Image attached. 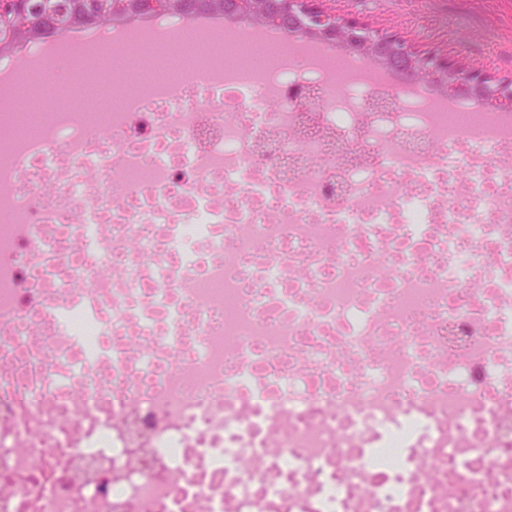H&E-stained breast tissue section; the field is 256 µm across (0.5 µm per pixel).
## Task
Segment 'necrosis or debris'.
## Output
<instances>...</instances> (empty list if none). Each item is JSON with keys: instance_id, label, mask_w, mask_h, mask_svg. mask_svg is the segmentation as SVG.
Returning a JSON list of instances; mask_svg holds the SVG:
<instances>
[{"instance_id": "necrosis-or-debris-1", "label": "necrosis or debris", "mask_w": 512, "mask_h": 512, "mask_svg": "<svg viewBox=\"0 0 512 512\" xmlns=\"http://www.w3.org/2000/svg\"><path fill=\"white\" fill-rule=\"evenodd\" d=\"M110 92L0 103V512H512V109L294 57Z\"/></svg>"}]
</instances>
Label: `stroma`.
Returning <instances> with one entry per match:
<instances>
[{
  "label": "stroma",
  "instance_id": "1",
  "mask_svg": "<svg viewBox=\"0 0 512 512\" xmlns=\"http://www.w3.org/2000/svg\"><path fill=\"white\" fill-rule=\"evenodd\" d=\"M319 7L394 34L422 53L496 80L512 79V0H317Z\"/></svg>",
  "mask_w": 512,
  "mask_h": 512
}]
</instances>
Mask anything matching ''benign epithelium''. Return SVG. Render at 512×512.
I'll return each instance as SVG.
<instances>
[{
  "instance_id": "obj_1",
  "label": "benign epithelium",
  "mask_w": 512,
  "mask_h": 512,
  "mask_svg": "<svg viewBox=\"0 0 512 512\" xmlns=\"http://www.w3.org/2000/svg\"><path fill=\"white\" fill-rule=\"evenodd\" d=\"M14 2L0 0V39L9 40L16 36L14 25ZM57 5L48 13L49 33L63 25L87 16V0H45ZM134 5L143 13L159 9L161 0H113V9ZM241 11L251 15H276L288 26L300 33H313L332 39L342 46L366 58L379 54L384 58L398 59L408 65L411 78L426 86L439 89L444 87L455 93L467 91L478 98L491 95L497 99L512 101V81H483L477 75L459 77L461 70L450 64L430 62L411 46L400 40H388L354 20L341 19L336 14L314 7L309 0H235Z\"/></svg>"
}]
</instances>
